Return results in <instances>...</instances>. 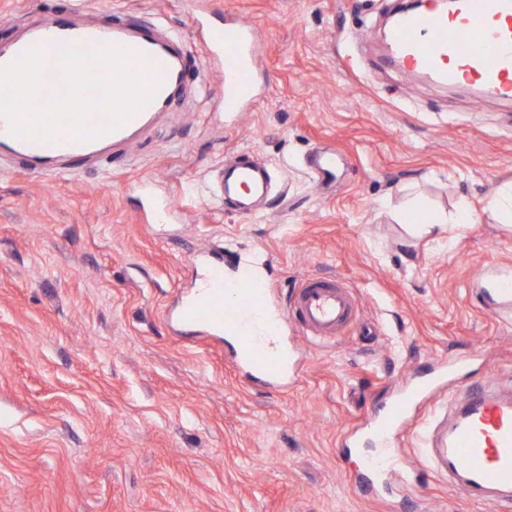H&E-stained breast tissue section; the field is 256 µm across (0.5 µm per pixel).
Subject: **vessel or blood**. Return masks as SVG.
<instances>
[{"mask_svg":"<svg viewBox=\"0 0 512 512\" xmlns=\"http://www.w3.org/2000/svg\"><path fill=\"white\" fill-rule=\"evenodd\" d=\"M205 34L202 51L223 66L225 111H236L252 88L256 71L254 28L237 21L217 23L198 19ZM177 37L160 39L155 25L145 21L119 23L103 15L93 24L60 16L43 22L30 34L0 51V64L15 60L24 51L38 49L47 61L43 73L44 97H63L66 87L56 67L61 52L76 44L95 51L111 43L135 51L128 63L131 72L146 82H161L156 98L134 112L116 131L112 142H122L155 112L165 111L171 89L183 82L185 60ZM392 59L402 68L421 72L450 86L475 85L484 95L512 99V0H461L457 13H407L389 35ZM0 144L10 147L32 173L53 172L58 160L84 161L93 145L80 141L68 125H61L55 141L41 143L9 132L0 118ZM267 184L264 171L243 166L225 176V187L248 186L261 191ZM488 292L502 300L500 319L512 318V279L497 278ZM356 316L355 300L346 287L331 279L304 280L287 309H273L263 280L242 271L225 281L220 259H212L198 288L180 310V327L194 335H224L233 340L236 369L247 379L269 387L287 384L296 359L292 346L282 344L287 327L304 335L330 340L341 334ZM437 390L427 381H414L396 398L388 414L376 424L381 446L374 455L359 458L357 476L368 491L388 481L404 479L408 463L389 441L402 424L410 405L428 400ZM428 446L423 454L433 473L446 479L466 500L490 505L493 512H512V383L497 377L460 391L444 421L426 429Z\"/></svg>","mask_w":512,"mask_h":512,"instance_id":"1","label":"vessel or blood"}]
</instances>
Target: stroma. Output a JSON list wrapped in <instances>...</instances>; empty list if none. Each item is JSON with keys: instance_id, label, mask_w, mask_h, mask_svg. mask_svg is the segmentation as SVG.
Masks as SVG:
<instances>
[{"instance_id": "stroma-1", "label": "stroma", "mask_w": 512, "mask_h": 512, "mask_svg": "<svg viewBox=\"0 0 512 512\" xmlns=\"http://www.w3.org/2000/svg\"><path fill=\"white\" fill-rule=\"evenodd\" d=\"M403 0H0V46L69 8L92 21L160 22L180 36L186 82L126 142L65 175L34 177L0 150V512H491L435 476L424 436L395 445L416 496L356 482L375 417L405 378L465 360L440 393L483 368L512 380V322L483 294L512 276V225L484 213L512 179V101L417 80L377 48ZM255 28L253 96L224 112L220 64L199 14ZM336 157L320 186L313 152ZM266 165L273 189L243 218L209 197L216 167ZM419 186L430 207L466 201L474 221L413 236L384 202ZM225 279L259 263L272 302L311 276L360 301L333 340L296 330L283 390L245 380L227 341L172 319L195 260Z\"/></svg>"}]
</instances>
